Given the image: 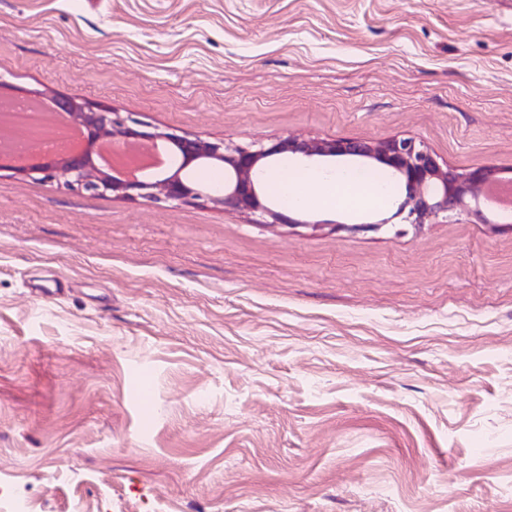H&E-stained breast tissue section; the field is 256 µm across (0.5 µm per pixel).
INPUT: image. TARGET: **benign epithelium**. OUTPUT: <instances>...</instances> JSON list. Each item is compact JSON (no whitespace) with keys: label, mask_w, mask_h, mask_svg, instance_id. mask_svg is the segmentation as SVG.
Returning <instances> with one entry per match:
<instances>
[{"label":"benign epithelium","mask_w":512,"mask_h":512,"mask_svg":"<svg viewBox=\"0 0 512 512\" xmlns=\"http://www.w3.org/2000/svg\"><path fill=\"white\" fill-rule=\"evenodd\" d=\"M61 108L87 131L89 143L108 140L115 144L164 143L179 151L182 166L197 160H212L224 165V194L210 195L209 201L224 210L257 216L258 224L285 223L280 212L264 205L258 195V173L262 161L276 155L288 154L304 159L345 158L373 159L401 175L404 179V197L391 219L420 226L443 215L464 212L479 216L482 193L500 182L492 168L459 172L438 161L421 141L392 139L368 142L354 138L333 140H301L283 138L269 147L257 149L211 142L152 127L109 107L95 106L78 96L60 101ZM5 168L22 176L41 174L43 178L61 181L68 188L91 194H111L115 198L156 200L163 195L170 201L187 202L202 197V190L183 179L181 172L155 179L119 178L99 169L89 154L67 150L60 154L41 157L35 164L14 163Z\"/></svg>","instance_id":"obj_1"}]
</instances>
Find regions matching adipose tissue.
Here are the masks:
<instances>
[{
    "instance_id": "obj_1",
    "label": "adipose tissue",
    "mask_w": 512,
    "mask_h": 512,
    "mask_svg": "<svg viewBox=\"0 0 512 512\" xmlns=\"http://www.w3.org/2000/svg\"><path fill=\"white\" fill-rule=\"evenodd\" d=\"M271 190L288 191L295 200L312 206L340 204L365 206L386 201L388 194L375 182L363 180L356 171L314 172L304 178L290 176L287 170L268 173Z\"/></svg>"
}]
</instances>
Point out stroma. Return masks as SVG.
<instances>
[{
	"mask_svg": "<svg viewBox=\"0 0 512 512\" xmlns=\"http://www.w3.org/2000/svg\"><path fill=\"white\" fill-rule=\"evenodd\" d=\"M0 80L512 180V0H0ZM258 224L0 170V500L512 512V211ZM64 282L62 294L48 288Z\"/></svg>",
	"mask_w": 512,
	"mask_h": 512,
	"instance_id": "obj_1",
	"label": "stroma"
}]
</instances>
